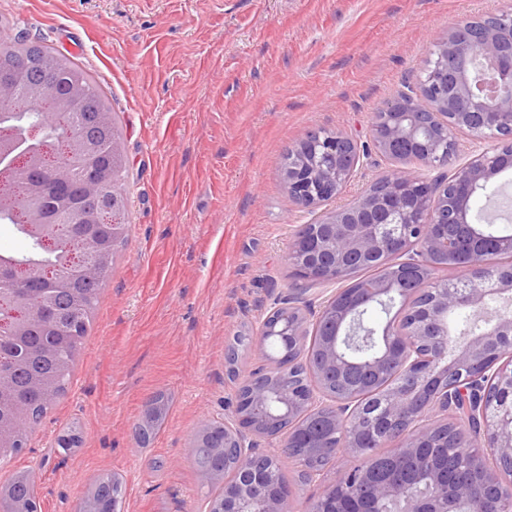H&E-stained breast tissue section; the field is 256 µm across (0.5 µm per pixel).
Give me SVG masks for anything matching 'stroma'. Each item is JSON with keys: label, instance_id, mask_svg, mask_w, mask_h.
I'll use <instances>...</instances> for the list:
<instances>
[{"label": "stroma", "instance_id": "obj_1", "mask_svg": "<svg viewBox=\"0 0 512 512\" xmlns=\"http://www.w3.org/2000/svg\"><path fill=\"white\" fill-rule=\"evenodd\" d=\"M503 0H0V25L43 38L95 78L123 135L129 225L65 394L0 464L31 472L38 512H79L94 481L121 483L119 512H204L192 465L203 421L232 414L262 367L254 343L295 278L298 225L348 203L391 168L370 151L322 210L295 208L286 150L319 128L365 145L374 112L416 84L449 25ZM247 337L229 363L235 337ZM163 396L148 445L136 431ZM75 433L71 448L57 445ZM292 512L335 468L284 465Z\"/></svg>", "mask_w": 512, "mask_h": 512}]
</instances>
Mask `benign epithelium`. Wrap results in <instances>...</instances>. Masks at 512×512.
<instances>
[{
	"instance_id": "benign-epithelium-1",
	"label": "benign epithelium",
	"mask_w": 512,
	"mask_h": 512,
	"mask_svg": "<svg viewBox=\"0 0 512 512\" xmlns=\"http://www.w3.org/2000/svg\"><path fill=\"white\" fill-rule=\"evenodd\" d=\"M462 17L436 43L434 58L425 62L418 90L405 99L385 103L371 126L373 147L395 162L387 175L346 205L327 211L313 224L294 233L287 261L304 283H341L354 272L372 267L381 275L367 288H340L310 318L296 305L281 308V335L290 352H304L310 336L320 337V362L295 376L288 388L274 377L237 397L231 418L205 421L192 447L218 424L224 429V456L233 459L230 476L214 470L199 472L207 485L236 479V489L215 501L207 512H289L290 492L261 472L265 459L288 453L304 427L279 428L282 415L325 416L328 433L343 442L328 451L365 456L357 433L397 443L396 450L413 456L430 442L442 424L462 434L465 447L483 462L482 480L458 478L448 486L432 471L425 482L437 492L427 497L406 493L402 481L380 478L369 468L343 462L335 483L324 488L312 512H375L387 502L399 512H507L512 507V472L501 463L512 461V311L498 312L483 331L451 338L448 319L459 310L482 318L488 301H512V233L488 234L474 222V199L495 186L512 169V6L487 16ZM23 94L32 103L43 90L28 88L8 71L0 73V100ZM427 112L432 123L416 116ZM465 134L488 147L458 165L441 182H428L405 162L417 160L432 169L450 165L457 136ZM311 153L313 166L284 172L289 195L300 210L312 211L343 193L360 165L358 144L340 130L321 128L291 149ZM50 147H32L10 127L0 128V210L9 209L24 221V229L39 245L56 254L53 266L36 262L0 265V279L25 284L68 287L79 272L94 278L111 260L109 247L88 235L71 253L52 232L45 217L47 185L30 176L48 166ZM76 180V165H55V181L68 186ZM103 203L112 205V242L126 225L119 209L127 206L122 191L108 188L101 172L88 181ZM57 222L92 224L65 195H58ZM461 268L463 276L437 277V272ZM398 297V322L382 333L376 353L363 358L358 351L373 343L362 328L361 316L375 301ZM15 336H26L33 314L10 312ZM372 378L381 395L373 402L349 396L352 381ZM281 437L280 448L263 452L257 436Z\"/></svg>"
}]
</instances>
